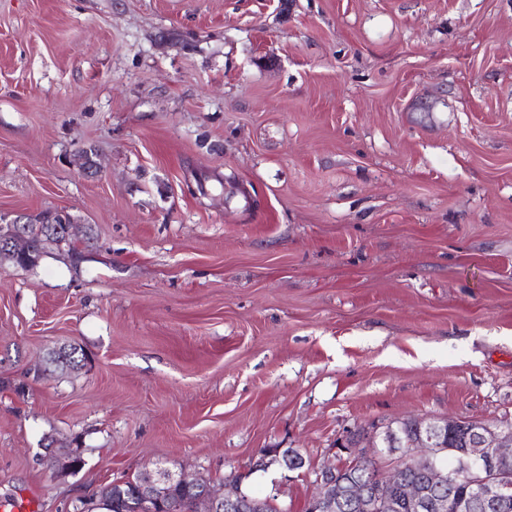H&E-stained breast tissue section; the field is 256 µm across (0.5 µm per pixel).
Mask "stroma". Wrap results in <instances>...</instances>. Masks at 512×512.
Here are the masks:
<instances>
[{
	"label": "stroma",
	"instance_id": "obj_1",
	"mask_svg": "<svg viewBox=\"0 0 512 512\" xmlns=\"http://www.w3.org/2000/svg\"><path fill=\"white\" fill-rule=\"evenodd\" d=\"M46 210L92 241L0 265V503L161 464L304 512L260 449L512 422V0H0V212Z\"/></svg>",
	"mask_w": 512,
	"mask_h": 512
}]
</instances>
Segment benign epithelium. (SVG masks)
<instances>
[{
	"label": "benign epithelium",
	"mask_w": 512,
	"mask_h": 512,
	"mask_svg": "<svg viewBox=\"0 0 512 512\" xmlns=\"http://www.w3.org/2000/svg\"><path fill=\"white\" fill-rule=\"evenodd\" d=\"M52 216L0 213V264L16 262L39 251L30 243L27 225L51 224ZM458 428L465 434L461 455L448 456V430ZM416 435L401 438L400 425H388L372 436L366 452L358 449L353 436L346 434L337 442V450L346 454L338 462L312 469L297 450L265 448L259 451L254 470L267 471L276 466L284 471H301L310 479L313 491L308 497L311 512H512V425L481 421L420 418L414 421ZM381 465L377 477L382 491L368 493L341 477L369 462ZM421 474L408 481L401 463ZM465 473L468 493L453 499L443 492L456 484L458 474ZM199 491L194 499L203 512H237L245 499L241 483L234 479L220 486L211 481L158 466L142 471L135 494L128 502V512H167L174 488Z\"/></svg>",
	"instance_id": "obj_1"
}]
</instances>
